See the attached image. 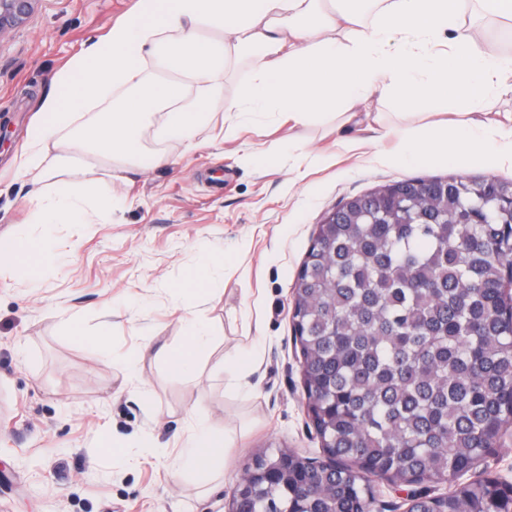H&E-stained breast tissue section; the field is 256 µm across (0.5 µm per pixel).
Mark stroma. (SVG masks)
Masks as SVG:
<instances>
[{"label":"stroma","instance_id":"35a3bbf8","mask_svg":"<svg viewBox=\"0 0 512 512\" xmlns=\"http://www.w3.org/2000/svg\"><path fill=\"white\" fill-rule=\"evenodd\" d=\"M135 3L36 0L0 37V237L44 253L32 273L0 253V512H228L259 450L323 460L305 408L292 290L324 213L393 181L512 179L508 162L492 170L398 165V137L373 139L363 122L326 115L240 124L218 104L192 150L145 134L147 150L172 155L175 165L133 167L116 179L106 163L87 159L112 212L86 224L33 223L20 164L35 103L51 74ZM362 109L411 131L443 118L436 100L408 115L373 99ZM254 149L270 150L267 163L249 162ZM205 260L220 286L211 296L189 289ZM73 318L82 335H68ZM107 319V344L92 347ZM197 323L211 340L193 372H170L142 353L147 343L183 345ZM239 373L248 387L235 386ZM199 416L234 440L206 485L169 474ZM104 436L130 447L131 461L100 448ZM371 486L373 512H406L408 495L452 489L379 478Z\"/></svg>","mask_w":512,"mask_h":512}]
</instances>
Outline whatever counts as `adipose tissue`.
<instances>
[{"label":"adipose tissue","instance_id":"1","mask_svg":"<svg viewBox=\"0 0 512 512\" xmlns=\"http://www.w3.org/2000/svg\"><path fill=\"white\" fill-rule=\"evenodd\" d=\"M467 0H138L105 40L88 41L50 78L25 166L52 193L32 191L39 224H83L108 208L80 155L121 167L168 164L143 146L150 124L193 147L212 105L239 121L267 115L301 122L354 114L373 95L414 106L431 99L464 108L454 126L402 134L396 163L462 167L512 161V129L483 120L488 101L512 92V55H500L465 20ZM247 63L248 79L224 97V77ZM169 71L160 79L154 69ZM230 437L199 426L172 477H205Z\"/></svg>","mask_w":512,"mask_h":512}]
</instances>
